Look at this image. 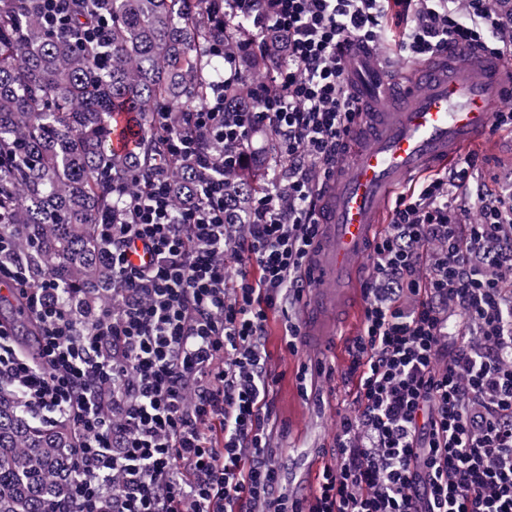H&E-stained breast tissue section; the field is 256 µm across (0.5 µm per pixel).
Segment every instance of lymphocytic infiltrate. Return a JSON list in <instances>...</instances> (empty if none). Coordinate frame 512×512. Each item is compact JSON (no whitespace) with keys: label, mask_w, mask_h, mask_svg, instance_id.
Listing matches in <instances>:
<instances>
[{"label":"lymphocytic infiltrate","mask_w":512,"mask_h":512,"mask_svg":"<svg viewBox=\"0 0 512 512\" xmlns=\"http://www.w3.org/2000/svg\"><path fill=\"white\" fill-rule=\"evenodd\" d=\"M240 17L252 23L248 51L266 54L268 31L284 39L253 111H225L240 56L211 45L224 74L169 151L206 166L195 148L204 133L230 170L272 131L276 175L245 223H226L220 175L185 208L162 170L145 192L121 189V211L100 227L117 287L87 326L54 280L29 282L0 233V282L17 286L39 326L32 360L0 324V381L28 412L79 431L73 512L106 499L112 512H512V194H473L476 154L399 196L370 247L382 286L366 288L349 351L361 406L341 417L339 464L309 494L282 488L268 402L278 379L263 344L269 312L312 282L322 189L367 112L345 78L347 50L381 49L385 64L456 43L512 64V24L492 0H224L225 23ZM139 247L147 258L136 263ZM461 321L477 344L440 362Z\"/></svg>","instance_id":"1"}]
</instances>
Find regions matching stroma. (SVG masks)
<instances>
[{
    "mask_svg": "<svg viewBox=\"0 0 512 512\" xmlns=\"http://www.w3.org/2000/svg\"><path fill=\"white\" fill-rule=\"evenodd\" d=\"M474 152L483 162L480 183L493 190L512 184V130L495 132ZM301 312V306L295 305L287 313L270 314L265 349L269 369L280 377L269 397L275 422L273 451L285 467L287 488L298 487L306 493L315 490L324 468L337 466L339 420L358 406L356 380L348 374V348L360 335L363 320L355 318L342 335L322 345L302 344L291 351L284 341V317L289 314L297 318ZM305 365L322 369L306 394L299 391L296 381L298 370Z\"/></svg>",
    "mask_w": 512,
    "mask_h": 512,
    "instance_id": "35a3bbf8",
    "label": "stroma"
}]
</instances>
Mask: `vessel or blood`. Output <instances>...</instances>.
Here are the masks:
<instances>
[{"label": "vessel or blood", "mask_w": 512, "mask_h": 512, "mask_svg": "<svg viewBox=\"0 0 512 512\" xmlns=\"http://www.w3.org/2000/svg\"><path fill=\"white\" fill-rule=\"evenodd\" d=\"M346 68L353 90L373 112L344 172L326 191L325 238L315 261L327 275V286L303 312L314 336L323 335L346 284L365 266L368 243L391 195L484 143L498 112L512 102V71L461 44L447 56L413 64L402 81L385 73L374 55L355 47ZM112 120L113 151L131 152L135 142L128 114L114 113Z\"/></svg>", "instance_id": "obj_1"}]
</instances>
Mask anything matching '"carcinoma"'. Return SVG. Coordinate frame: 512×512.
<instances>
[{"instance_id":"carcinoma-1","label":"carcinoma","mask_w":512,"mask_h":512,"mask_svg":"<svg viewBox=\"0 0 512 512\" xmlns=\"http://www.w3.org/2000/svg\"><path fill=\"white\" fill-rule=\"evenodd\" d=\"M105 2H81L71 13L76 30L107 18L100 47L44 27L39 0H0V226L12 232L30 279H56L82 322L112 301L98 225L121 207L114 183L144 188L164 165L175 205L197 200L199 175L167 153L157 113L170 114L169 130L181 129L212 96L216 71L206 48L230 37L243 54L251 37L245 26L218 24L211 0ZM266 41V56L244 54L245 81L224 91V111H251V83L281 53L278 33ZM115 112L130 116L136 146L128 154L112 152ZM261 190L240 167L227 176L231 223ZM75 447L71 426L41 424L16 389L0 385V512H68Z\"/></svg>"}]
</instances>
